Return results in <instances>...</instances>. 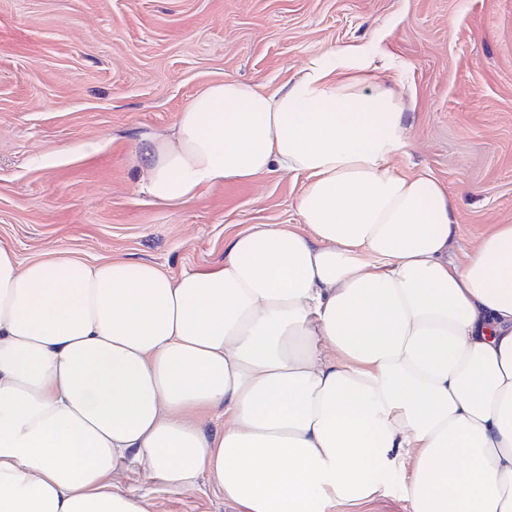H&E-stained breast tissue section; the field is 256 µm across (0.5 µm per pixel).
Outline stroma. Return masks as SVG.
Masks as SVG:
<instances>
[{"mask_svg": "<svg viewBox=\"0 0 512 512\" xmlns=\"http://www.w3.org/2000/svg\"><path fill=\"white\" fill-rule=\"evenodd\" d=\"M374 42L408 64L377 71L406 112L395 165L448 190L465 238L512 224V0H0V245L24 262L222 265L232 235L298 223L303 176L168 206L133 148L169 133L204 85L275 88L309 56ZM118 481L150 512H241L204 475L184 491L130 462Z\"/></svg>", "mask_w": 512, "mask_h": 512, "instance_id": "stroma-1", "label": "stroma"}]
</instances>
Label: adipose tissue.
Masks as SVG:
<instances>
[{
	"mask_svg": "<svg viewBox=\"0 0 512 512\" xmlns=\"http://www.w3.org/2000/svg\"><path fill=\"white\" fill-rule=\"evenodd\" d=\"M377 54L208 84L143 137L164 204L304 175L299 224L234 234L223 265L0 246V512H148L112 482L130 460L243 512L358 507L396 474L411 512H512V224L459 251L453 199L393 163L408 128Z\"/></svg>",
	"mask_w": 512,
	"mask_h": 512,
	"instance_id": "1",
	"label": "adipose tissue"
}]
</instances>
